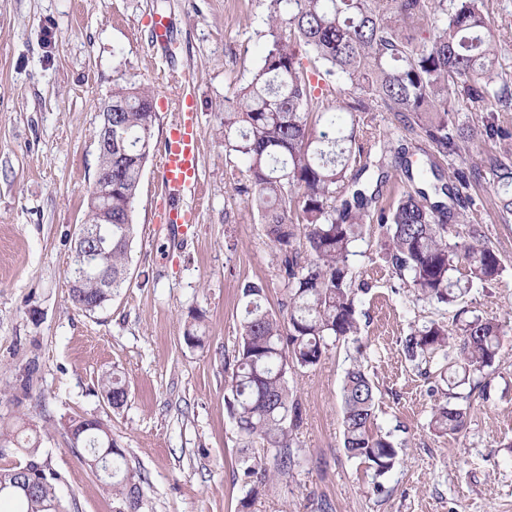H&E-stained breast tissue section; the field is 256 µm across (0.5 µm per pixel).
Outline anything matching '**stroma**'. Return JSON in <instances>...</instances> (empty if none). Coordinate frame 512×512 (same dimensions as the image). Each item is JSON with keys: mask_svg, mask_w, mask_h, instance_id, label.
Instances as JSON below:
<instances>
[{"mask_svg": "<svg viewBox=\"0 0 512 512\" xmlns=\"http://www.w3.org/2000/svg\"><path fill=\"white\" fill-rule=\"evenodd\" d=\"M270 9V0H0V426L40 433L62 512L116 506L69 440L67 423L78 417L107 424L129 470L144 476L142 512H320L325 501L332 512H512V221L501 218L489 174L448 240L465 242L479 225L500 254V276L471 288L458 309L415 299L372 226L349 257L369 287L360 342L338 343L320 365L290 373L305 413L296 433L303 465L250 492L225 365L239 337L242 285L266 281L272 310L281 290L273 246L235 191L245 166L226 160L218 115L261 62ZM158 14L173 22L163 47L151 42ZM124 82L151 89L153 150L134 203L127 281L88 314L70 299L67 268L98 167L101 106ZM186 94L199 103L201 187L195 223L172 229L160 220V162L175 101ZM492 119L500 134L441 159L445 173L483 154L512 159V112ZM462 309L497 318L501 348L487 393L459 388L466 430L442 435L429 421L447 386L420 375L403 342L431 321L455 327ZM193 311L206 331L197 348L183 340ZM357 357L376 386V423L400 448L380 492L343 449L341 387ZM112 371L128 386L120 410L97 386Z\"/></svg>", "mask_w": 512, "mask_h": 512, "instance_id": "35a3bbf8", "label": "stroma"}]
</instances>
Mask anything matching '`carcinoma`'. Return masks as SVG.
Wrapping results in <instances>:
<instances>
[{
  "label": "carcinoma",
  "mask_w": 512,
  "mask_h": 512,
  "mask_svg": "<svg viewBox=\"0 0 512 512\" xmlns=\"http://www.w3.org/2000/svg\"><path fill=\"white\" fill-rule=\"evenodd\" d=\"M269 46L250 79L224 99L219 130L226 156L246 162L236 192L250 203L273 242L278 272V311L265 305L268 285L248 281L242 288L245 316L232 361L227 409L242 440L271 451L261 460L242 449L238 459L255 492L298 466L295 431L303 424L302 404L288 385V372L314 368L340 341L360 344L358 295L368 287L353 280L351 248L374 222L383 229L392 267L407 279L418 300L451 305L474 285L501 274L499 254L479 230L470 240L448 242V225L464 222L472 204L469 189L489 170L503 219L512 215V162L490 157L448 176L436 162L483 136L456 122L451 101L482 112L495 100L512 112V79L498 71L501 42L484 12V0H271ZM310 66H305L303 60ZM353 88L342 99V85ZM371 112H391L411 139L393 146L368 121ZM157 115L148 87L132 82L112 88V154H99L97 171L112 173V253L97 274H76L79 253L92 245L75 238L69 283L73 304L91 314L104 308L126 282L133 203L150 155ZM379 145L371 159L368 142ZM414 189L381 205L393 178ZM444 196L448 202L439 200ZM466 282L454 278L459 267ZM201 315L190 314L184 342L203 345ZM501 325L476 315L455 335L431 321L407 336V358L448 374L454 389L486 388L483 375L501 347ZM99 387L112 408H123L128 388L117 374ZM375 384L360 363L348 368L342 385L343 447L370 472L374 487L399 463L388 433L373 430ZM467 412L450 402L433 408L430 427L456 434ZM73 445L83 448L88 466L102 470L98 457L107 432L71 424ZM16 444L23 460L0 466V503L16 502L21 512H60L54 474L39 458L40 436L14 440L0 431V444ZM124 450L108 459L116 512H142L144 480L122 469Z\"/></svg>",
  "instance_id": "carcinoma-1"
}]
</instances>
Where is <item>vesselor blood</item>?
I'll list each match as a JSON object with an SVG mask.
<instances>
[{
  "label": "vessel or blood",
  "instance_id": "1",
  "mask_svg": "<svg viewBox=\"0 0 512 512\" xmlns=\"http://www.w3.org/2000/svg\"><path fill=\"white\" fill-rule=\"evenodd\" d=\"M200 155L197 105L193 96L187 95L182 99L176 117L168 127L162 154L161 183L171 198L163 213L164 223H192L195 210L185 203L184 196L198 189Z\"/></svg>",
  "mask_w": 512,
  "mask_h": 512
}]
</instances>
